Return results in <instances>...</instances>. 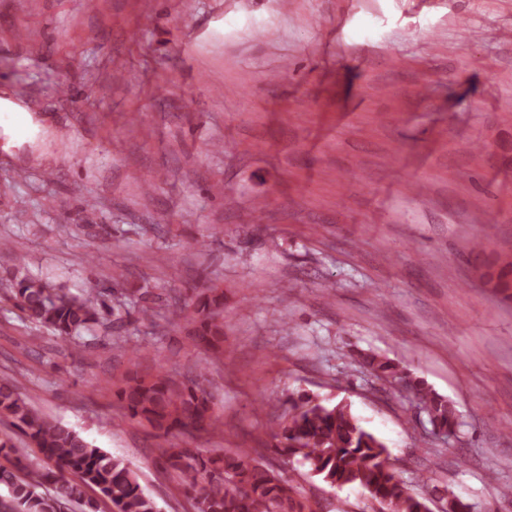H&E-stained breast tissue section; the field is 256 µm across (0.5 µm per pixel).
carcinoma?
I'll use <instances>...</instances> for the list:
<instances>
[{
  "label": "carcinoma",
  "mask_w": 512,
  "mask_h": 512,
  "mask_svg": "<svg viewBox=\"0 0 512 512\" xmlns=\"http://www.w3.org/2000/svg\"><path fill=\"white\" fill-rule=\"evenodd\" d=\"M18 269L4 285L3 296L14 301L29 323L79 351L105 340L97 331L112 329L115 308L129 297L112 299L110 288H88L74 293L65 284ZM484 276L503 299L512 302V258L486 266ZM181 313L189 335L213 358L224 352V289L200 291L192 306L171 297L160 305H143L138 313L160 317L161 310ZM116 348L128 353L129 368L113 388L123 416L150 428L160 437L180 434L189 439L218 430L213 396L205 374L191 372L177 378L159 368L143 373L138 347L116 339ZM360 364L380 383L379 391L405 390L428 417L435 434L450 437L457 426L454 407L424 381L412 378L394 360L379 354L362 356ZM288 411L278 416L272 442L257 448H232L212 453L203 448L170 446L159 449L161 464L179 478L195 512H320L291 479L264 463L269 450L299 456L316 476L332 487L359 486L376 506L375 512H431L426 496L408 492L388 461L386 446L364 430L344 403L328 406L316 396L288 398ZM8 423L28 441L18 448L9 434H0V512H99L102 500L116 512H156L136 474L122 459L90 445L76 431L38 411L24 398L19 381L0 375V424ZM38 451L44 465L35 467L30 452ZM97 497L88 496V490ZM431 494L445 501L446 512H471L445 484H434Z\"/></svg>",
  "instance_id": "carcinoma-1"
}]
</instances>
